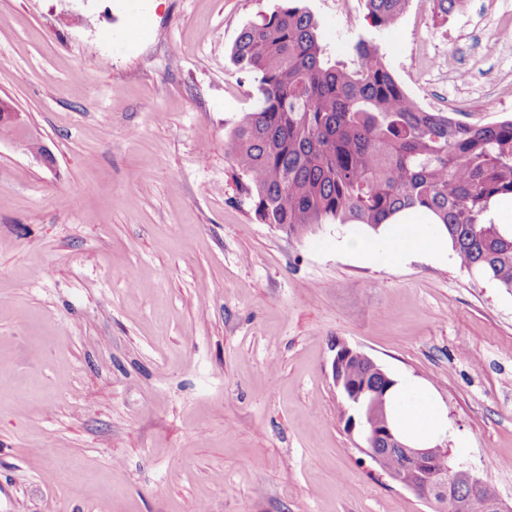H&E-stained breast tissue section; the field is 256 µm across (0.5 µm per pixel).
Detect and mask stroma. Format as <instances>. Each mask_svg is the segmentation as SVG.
<instances>
[{"label":"stroma","instance_id":"35a3bbf8","mask_svg":"<svg viewBox=\"0 0 512 512\" xmlns=\"http://www.w3.org/2000/svg\"><path fill=\"white\" fill-rule=\"evenodd\" d=\"M282 0H0V512H439L349 430L336 343L424 379L451 455L512 504V292L358 227L262 223L230 60ZM330 59L372 38L422 108L512 118V0H303ZM368 15L376 28L391 26L406 7L408 0H365Z\"/></svg>","mask_w":512,"mask_h":512}]
</instances>
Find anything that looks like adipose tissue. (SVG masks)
Wrapping results in <instances>:
<instances>
[{
	"label": "adipose tissue",
	"mask_w": 512,
	"mask_h": 512,
	"mask_svg": "<svg viewBox=\"0 0 512 512\" xmlns=\"http://www.w3.org/2000/svg\"><path fill=\"white\" fill-rule=\"evenodd\" d=\"M386 248L366 239H356L355 249L376 264L390 256L416 253L442 263L448 259V239L435 215L425 209L401 211L390 217L383 230ZM390 420L406 443L415 448H432L448 434V410L432 388L415 378L397 379L386 395Z\"/></svg>",
	"instance_id": "ef3b65f1"
}]
</instances>
